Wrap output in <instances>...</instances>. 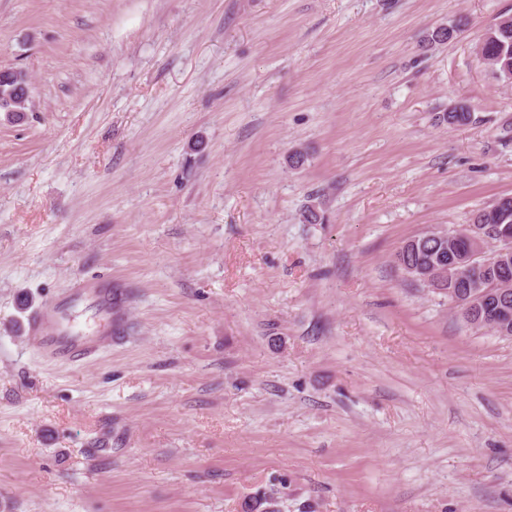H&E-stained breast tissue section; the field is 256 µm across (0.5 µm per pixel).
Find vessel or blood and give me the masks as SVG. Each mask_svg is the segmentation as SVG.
I'll list each match as a JSON object with an SVG mask.
<instances>
[{"label":"vessel or blood","mask_w":512,"mask_h":512,"mask_svg":"<svg viewBox=\"0 0 512 512\" xmlns=\"http://www.w3.org/2000/svg\"><path fill=\"white\" fill-rule=\"evenodd\" d=\"M86 307L92 318L121 325L120 301L113 296L106 279L82 277L61 298L41 306L29 319L27 334L29 343L43 359L63 363H79L96 351L111 345V336L96 330L76 327L72 312Z\"/></svg>","instance_id":"vessel-or-blood-1"}]
</instances>
